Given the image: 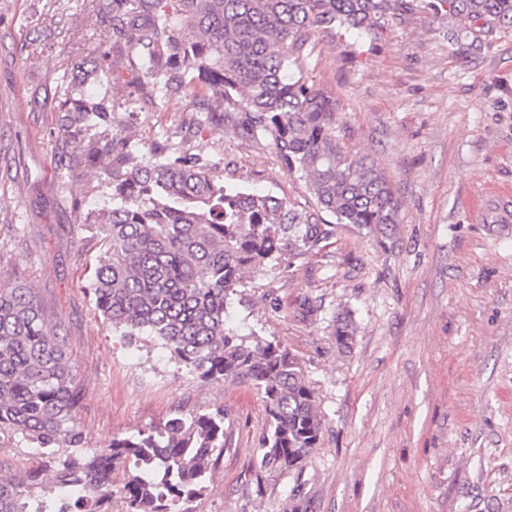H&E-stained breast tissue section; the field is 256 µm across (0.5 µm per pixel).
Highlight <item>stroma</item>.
Returning a JSON list of instances; mask_svg holds the SVG:
<instances>
[{
  "mask_svg": "<svg viewBox=\"0 0 512 512\" xmlns=\"http://www.w3.org/2000/svg\"><path fill=\"white\" fill-rule=\"evenodd\" d=\"M85 4L0 0V283L26 281L59 325L88 447L220 405L226 441L190 512H512V223L498 222L512 196V28L478 55L449 46L447 17L427 9L389 19L377 40L317 36L309 76L341 101L340 143L390 178L401 222L392 244L338 224L292 266L246 273L231 324L300 359L324 421L302 475L260 488V394L198 378L157 342L126 343L92 304L105 248L76 217L106 205L109 162L71 159L51 110L63 65L106 36L72 41ZM133 109L141 153L168 138L225 182L315 210L269 146L209 122L191 97L141 92ZM342 311L357 325L346 348Z\"/></svg>",
  "mask_w": 512,
  "mask_h": 512,
  "instance_id": "stroma-1",
  "label": "stroma"
}]
</instances>
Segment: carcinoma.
I'll return each instance as SVG.
<instances>
[{
	"mask_svg": "<svg viewBox=\"0 0 512 512\" xmlns=\"http://www.w3.org/2000/svg\"><path fill=\"white\" fill-rule=\"evenodd\" d=\"M111 28L99 54L64 69L57 125L70 153L112 158L104 180L112 205L81 212L106 246L94 269V309L124 339L149 336L203 380L232 378L261 395L266 429L254 469L257 487L273 474H301L320 445L323 420L300 361L256 332L226 319L248 269L302 256L333 234L326 212L374 237L393 239L401 201L367 156L339 141L342 108L309 80L303 66L316 34L357 30L375 39L415 0H93ZM457 21L448 41L481 52L512 27V0H430ZM125 60L162 98L193 93L198 111L227 119L268 142L288 173H298L316 213L224 183L212 164L169 139L137 155L111 133L112 96L88 92L112 60ZM355 326L336 314L334 335L347 346ZM81 390L64 337L26 284L0 285V447L41 448L54 463L50 483L38 471L0 476V512H188L203 497L224 448V407L177 414L135 434L89 448L78 422ZM71 452L55 456L53 449ZM124 482L113 488L112 472Z\"/></svg>",
	"mask_w": 512,
	"mask_h": 512,
	"instance_id": "cac0c4a2",
	"label": "carcinoma"
}]
</instances>
